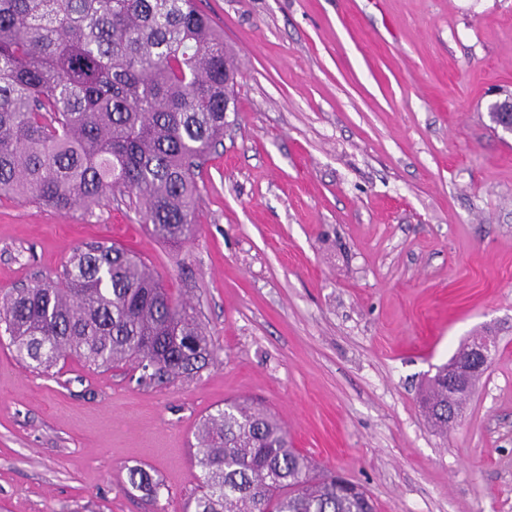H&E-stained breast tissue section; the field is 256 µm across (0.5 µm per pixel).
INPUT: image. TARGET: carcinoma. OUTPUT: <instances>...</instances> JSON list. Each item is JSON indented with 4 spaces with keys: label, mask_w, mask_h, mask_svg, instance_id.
Wrapping results in <instances>:
<instances>
[{
    "label": "carcinoma",
    "mask_w": 512,
    "mask_h": 512,
    "mask_svg": "<svg viewBox=\"0 0 512 512\" xmlns=\"http://www.w3.org/2000/svg\"><path fill=\"white\" fill-rule=\"evenodd\" d=\"M235 66L195 0H0V199L67 214L128 198L153 235L182 244L194 231L198 171L224 140ZM17 355L47 372L76 357L131 363L140 381L191 377L215 347L195 309L172 297L138 256L91 241L54 280L0 298ZM439 368L422 403L448 429ZM203 492L191 512H374L358 483L294 448L266 407L224 402L197 434ZM132 483L155 499L143 470Z\"/></svg>",
    "instance_id": "obj_1"
}]
</instances>
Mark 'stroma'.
I'll list each match as a JSON object with an SVG mask.
<instances>
[{
    "label": "stroma",
    "instance_id": "35a3bbf8",
    "mask_svg": "<svg viewBox=\"0 0 512 512\" xmlns=\"http://www.w3.org/2000/svg\"><path fill=\"white\" fill-rule=\"evenodd\" d=\"M198 2L239 75L194 235L5 198L0 296L114 242L195 307L216 357L144 386L130 365L33 370L1 342L0 512H183L198 426L234 399L377 512H512V136L489 118L512 94V0ZM477 333L497 351L437 431L421 388Z\"/></svg>",
    "mask_w": 512,
    "mask_h": 512
}]
</instances>
